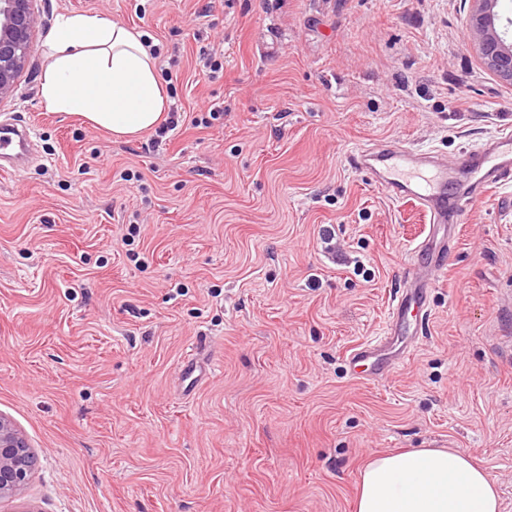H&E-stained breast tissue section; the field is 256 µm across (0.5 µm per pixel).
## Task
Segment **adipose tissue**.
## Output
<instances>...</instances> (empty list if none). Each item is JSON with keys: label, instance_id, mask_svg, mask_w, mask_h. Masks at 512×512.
Returning a JSON list of instances; mask_svg holds the SVG:
<instances>
[{"label": "adipose tissue", "instance_id": "1", "mask_svg": "<svg viewBox=\"0 0 512 512\" xmlns=\"http://www.w3.org/2000/svg\"><path fill=\"white\" fill-rule=\"evenodd\" d=\"M40 96L47 111L81 116L114 137L156 128L168 96L142 32L91 12L57 17L42 46ZM495 481L467 457L416 448L371 458L354 512H499Z\"/></svg>", "mask_w": 512, "mask_h": 512}]
</instances>
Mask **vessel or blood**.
Returning <instances> with one entry per match:
<instances>
[{
    "label": "vessel or blood",
    "instance_id": "vessel-or-blood-1",
    "mask_svg": "<svg viewBox=\"0 0 512 512\" xmlns=\"http://www.w3.org/2000/svg\"><path fill=\"white\" fill-rule=\"evenodd\" d=\"M31 134L30 128L0 122V171H14L28 157ZM352 160L392 200L413 203L428 222L426 235L413 249L414 265L404 276L384 335L357 346L347 357L355 377L375 381L410 356L417 328L429 319L428 292L448 266V241L455 234L449 216L465 214L486 190L512 183V129L503 128L489 145L463 151L449 164L399 144L358 150ZM460 167L469 169L472 189L454 190Z\"/></svg>",
    "mask_w": 512,
    "mask_h": 512
}]
</instances>
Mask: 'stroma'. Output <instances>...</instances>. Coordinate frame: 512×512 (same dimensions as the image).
<instances>
[{"label":"stroma","instance_id":"obj_1","mask_svg":"<svg viewBox=\"0 0 512 512\" xmlns=\"http://www.w3.org/2000/svg\"><path fill=\"white\" fill-rule=\"evenodd\" d=\"M37 6L0 104L33 127L0 175V415L35 465L0 512H353L368 459L405 448L471 457L512 512V186L462 218L413 355L373 383L346 363L383 333L424 228L352 154L449 161L512 126L471 0ZM89 11L153 47L187 115L165 145L44 109L40 47Z\"/></svg>","mask_w":512,"mask_h":512}]
</instances>
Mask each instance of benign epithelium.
I'll return each instance as SVG.
<instances>
[{
	"instance_id": "benign-epithelium-1",
	"label": "benign epithelium",
	"mask_w": 512,
	"mask_h": 512,
	"mask_svg": "<svg viewBox=\"0 0 512 512\" xmlns=\"http://www.w3.org/2000/svg\"><path fill=\"white\" fill-rule=\"evenodd\" d=\"M37 0H0V103L12 96L28 65L39 24ZM470 39L484 65L505 81L512 82V42L497 27L496 0H472ZM34 455L23 434L0 416V500L12 497L30 472Z\"/></svg>"
}]
</instances>
